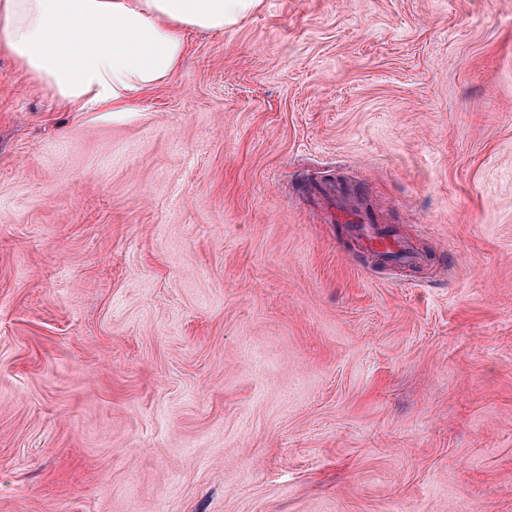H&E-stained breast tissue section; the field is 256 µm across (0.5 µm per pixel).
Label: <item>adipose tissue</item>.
I'll list each match as a JSON object with an SVG mask.
<instances>
[{
	"mask_svg": "<svg viewBox=\"0 0 512 512\" xmlns=\"http://www.w3.org/2000/svg\"><path fill=\"white\" fill-rule=\"evenodd\" d=\"M254 0H0V54L71 112L132 111L180 66L183 32L220 34Z\"/></svg>",
	"mask_w": 512,
	"mask_h": 512,
	"instance_id": "adipose-tissue-1",
	"label": "adipose tissue"
}]
</instances>
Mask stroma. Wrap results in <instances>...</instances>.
Wrapping results in <instances>:
<instances>
[{
	"label": "stroma",
	"mask_w": 512,
	"mask_h": 512,
	"mask_svg": "<svg viewBox=\"0 0 512 512\" xmlns=\"http://www.w3.org/2000/svg\"><path fill=\"white\" fill-rule=\"evenodd\" d=\"M184 40L121 115L0 55V512H512V0ZM329 196L330 219L347 226L349 237L359 252L373 255L383 265L413 267L419 264L420 257L413 246L391 227L375 224L358 196L350 195L348 201L335 200L337 195L333 189H329Z\"/></svg>",
	"instance_id": "35a3bbf8"
}]
</instances>
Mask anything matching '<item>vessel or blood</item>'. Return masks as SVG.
Here are the masks:
<instances>
[{
    "label": "vessel or blood",
    "instance_id": "obj_1",
    "mask_svg": "<svg viewBox=\"0 0 512 512\" xmlns=\"http://www.w3.org/2000/svg\"><path fill=\"white\" fill-rule=\"evenodd\" d=\"M330 217L346 225L358 251L373 255L381 264L413 267L420 257L411 244L389 226L374 223L358 196L333 202Z\"/></svg>",
    "mask_w": 512,
    "mask_h": 512
}]
</instances>
